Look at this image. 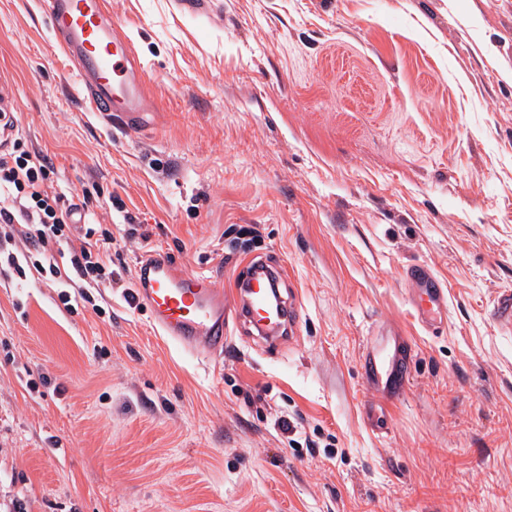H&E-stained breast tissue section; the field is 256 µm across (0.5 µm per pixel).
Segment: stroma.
<instances>
[{"instance_id": "obj_1", "label": "stroma", "mask_w": 512, "mask_h": 512, "mask_svg": "<svg viewBox=\"0 0 512 512\" xmlns=\"http://www.w3.org/2000/svg\"><path fill=\"white\" fill-rule=\"evenodd\" d=\"M222 2L107 0L157 104L128 133L88 110L43 0H0L16 135L111 231L118 275L69 308L35 270L0 277V512H512V327L491 314L512 291V0ZM147 247L220 282L281 265L295 336L181 352L132 298ZM413 262L449 288L430 333ZM390 325L414 360L381 438L358 357Z\"/></svg>"}]
</instances>
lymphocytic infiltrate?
I'll list each match as a JSON object with an SVG mask.
<instances>
[{
	"label": "lymphocytic infiltrate",
	"instance_id": "f902f5d3",
	"mask_svg": "<svg viewBox=\"0 0 512 512\" xmlns=\"http://www.w3.org/2000/svg\"><path fill=\"white\" fill-rule=\"evenodd\" d=\"M54 176L45 156L21 144L0 153V270L22 277L34 267L61 285L82 288L90 304L92 289L112 285V258L100 250L112 235L77 223V205L54 189Z\"/></svg>",
	"mask_w": 512,
	"mask_h": 512
}]
</instances>
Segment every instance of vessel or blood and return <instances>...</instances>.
Segmentation results:
<instances>
[{
	"mask_svg": "<svg viewBox=\"0 0 512 512\" xmlns=\"http://www.w3.org/2000/svg\"><path fill=\"white\" fill-rule=\"evenodd\" d=\"M49 27L77 72L90 107L108 125L139 131L154 109L143 70L127 37L116 32L103 0H44ZM13 82L0 72V148L14 131ZM280 266L250 260L238 284L224 289L214 278L182 270L167 256L151 253L139 260L133 295L149 312L153 328L187 351L209 359L224 354L231 325H246L274 345L295 335L300 319L296 303L269 310ZM409 302L420 325L437 328L448 310L449 291L426 264L408 265ZM412 352L407 340L391 330L367 337L360 355L363 385L387 402L400 400L409 387Z\"/></svg>",
	"mask_w": 512,
	"mask_h": 512,
	"instance_id": "b4317fda",
	"label": "vessel or blood"
}]
</instances>
